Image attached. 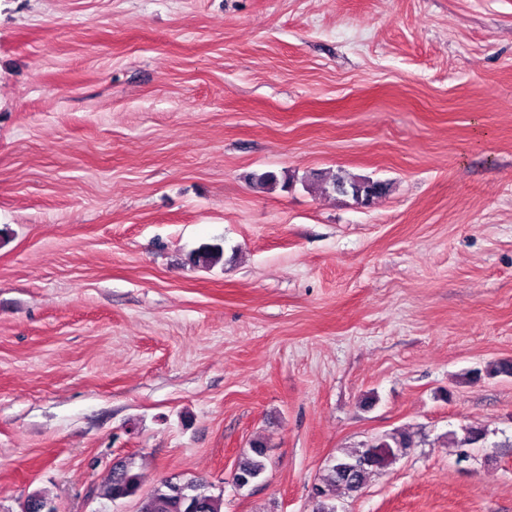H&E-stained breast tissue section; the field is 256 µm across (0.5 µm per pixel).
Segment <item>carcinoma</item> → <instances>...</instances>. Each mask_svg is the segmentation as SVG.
Here are the masks:
<instances>
[{"label":"carcinoma","mask_w":512,"mask_h":512,"mask_svg":"<svg viewBox=\"0 0 512 512\" xmlns=\"http://www.w3.org/2000/svg\"><path fill=\"white\" fill-rule=\"evenodd\" d=\"M254 184L265 190L277 186L288 187L291 178L281 177L275 171H264L252 176ZM324 190L349 195L360 206L369 205L374 199L388 192V184L367 176H356L340 171L321 178ZM224 248L214 244L205 245L194 251L190 261L210 269L223 262ZM412 446L410 435L404 432L376 438L352 452L330 460L323 482L313 486L312 497L317 501L316 512H336V506L329 497L331 489L348 493L359 492L369 473L381 470L393 463L399 455ZM267 446L262 440L252 442L250 452L241 459L235 478H244L251 484L266 469ZM141 477L133 472L131 463H123L112 472V478L105 487L104 495L112 500L139 496ZM223 499L213 495L203 479L165 478L146 495L140 496L139 512H222Z\"/></svg>","instance_id":"1"}]
</instances>
